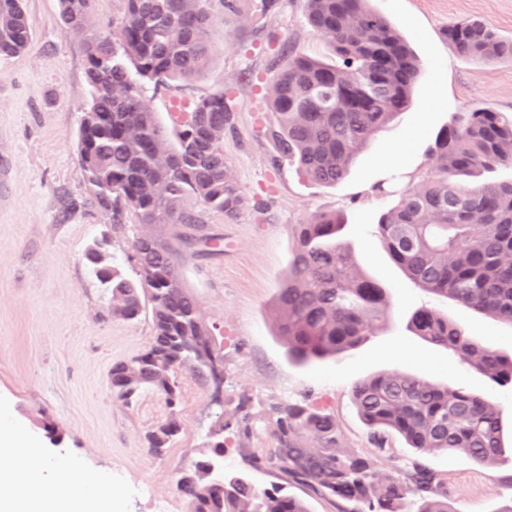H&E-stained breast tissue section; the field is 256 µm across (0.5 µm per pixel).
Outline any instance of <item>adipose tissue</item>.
<instances>
[{"instance_id":"ef3b65f1","label":"adipose tissue","mask_w":512,"mask_h":512,"mask_svg":"<svg viewBox=\"0 0 512 512\" xmlns=\"http://www.w3.org/2000/svg\"><path fill=\"white\" fill-rule=\"evenodd\" d=\"M24 441L15 426L0 425V512H110L111 490L82 477L75 457L59 456L49 470Z\"/></svg>"}]
</instances>
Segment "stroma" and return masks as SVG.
Returning a JSON list of instances; mask_svg holds the SVG:
<instances>
[{
  "label": "stroma",
  "mask_w": 512,
  "mask_h": 512,
  "mask_svg": "<svg viewBox=\"0 0 512 512\" xmlns=\"http://www.w3.org/2000/svg\"><path fill=\"white\" fill-rule=\"evenodd\" d=\"M369 6L410 44L422 78L395 128L359 153L336 186L313 184L277 160L267 133L274 122L268 102L275 65L292 47L315 58L328 55L306 22V0H277L266 12L261 0H238L232 11L217 8L205 74L177 89H143L164 123L177 101L220 93L235 100V128L225 132L223 150L246 197L236 220L205 213L196 234L218 238L220 250H184L180 267L183 286L224 347V403L214 404L210 385L182 370L172 411L157 391H144L128 405L108 385L114 364L147 349L151 311L143 309L134 322L113 317L84 256L109 232L117 263L134 275L131 244L140 228L132 220L113 226L109 213L93 204L78 158L87 95L83 37L60 21L58 0H24L30 47L0 57V406L10 407L12 421L47 461L68 454L85 477L110 480L120 492L114 512H190L177 482L244 394L251 398L252 430L228 440L224 466L231 470L246 469L245 452L274 447L271 405L305 392L333 414L346 448L371 452L352 389L368 376L408 369L483 394L500 414L504 448H512V387L421 340L408 323L427 306L508 356L512 326L427 294L405 277L376 234L392 191L426 175L428 148L454 113L475 104L512 113V64L461 55L444 36L448 26L475 19L511 39L512 0H370ZM257 201L263 210L254 209ZM320 214L344 219L342 241L361 271L385 288L389 309L374 336L342 359L298 366L277 331V291L295 225ZM172 413L181 430L163 456H154L144 436ZM427 461L455 490L456 512H500L512 503L510 457L491 467L442 452Z\"/></svg>",
  "instance_id": "35a3bbf8"
}]
</instances>
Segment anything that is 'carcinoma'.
<instances>
[{"label": "carcinoma", "mask_w": 512, "mask_h": 512, "mask_svg": "<svg viewBox=\"0 0 512 512\" xmlns=\"http://www.w3.org/2000/svg\"><path fill=\"white\" fill-rule=\"evenodd\" d=\"M95 2L59 0L61 21L85 37L87 100L78 156L93 202L110 212L115 226L134 216L142 231L132 245L145 249L134 279L111 256L92 268L107 285L113 317L133 321L143 301H151L150 345L113 365L109 385L127 404L148 389L164 396L170 417L145 435L150 452L161 457L180 431L176 371L201 363L210 343L196 324L197 300L179 287L182 254L153 228L203 223V214L189 208L192 202L231 221L238 217L244 196L223 150L235 107L223 94L199 97L189 102L192 123L174 119L162 134L141 93L145 83L169 88L205 73L217 22L213 0H125L110 35L92 30ZM307 21L331 58L292 48L275 67L270 136L280 159L309 182L331 187L407 110L420 64L368 0H307ZM445 36L464 56L512 63V40L479 21L454 24ZM30 43L22 0H0V56L19 55ZM429 157L430 173L395 192L377 233L391 260L422 290L512 324V180L493 177L497 167L512 165V113L470 106L438 131ZM474 177L483 182L465 183ZM344 227L335 215L296 225L297 246L277 295V327L297 365L343 358L387 314L384 288L340 243ZM409 325L497 384H512V357L473 340L436 311L416 310ZM352 397L375 452L345 448L334 417L311 394L288 399L271 407L276 447L248 454L252 469H275L283 483L258 493L248 473L225 471L219 438L178 481L191 512H307L288 493L293 483L333 502L337 512H451L448 478L424 455L460 453L480 466L495 465L503 455L498 411L480 394L392 372L358 382ZM250 403L242 395L221 431L249 436ZM394 434L413 454L382 475L379 464Z\"/></svg>", "instance_id": "1"}]
</instances>
